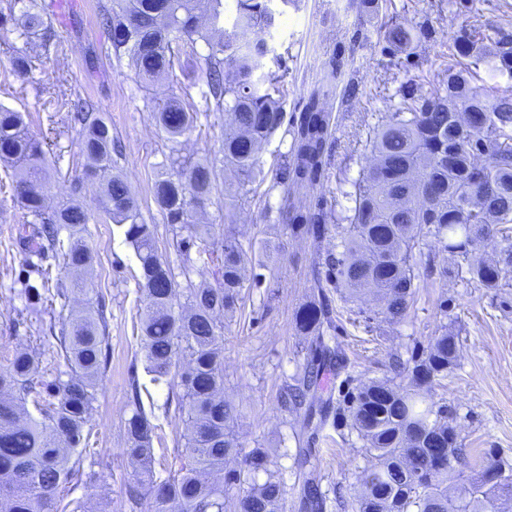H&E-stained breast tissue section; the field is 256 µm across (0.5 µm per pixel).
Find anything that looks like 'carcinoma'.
Here are the masks:
<instances>
[{"label": "carcinoma", "instance_id": "1", "mask_svg": "<svg viewBox=\"0 0 512 512\" xmlns=\"http://www.w3.org/2000/svg\"><path fill=\"white\" fill-rule=\"evenodd\" d=\"M271 0H234L226 23L224 0H104L98 17L108 34V55L128 60L137 75L153 82L172 73L184 55L194 57L206 78L205 111L224 115V141L212 160L180 155V138L195 128L196 113L183 95L172 94L155 113L157 126L171 143L158 163L153 199L169 224L189 239L171 245L185 258L179 270L162 259L157 231L146 224L139 203L113 159L112 126L93 116L95 105L80 96L62 103L70 128L81 137V151L93 162L85 179L97 184L107 220L124 228L141 269L138 287L146 301L140 349L150 382L175 392L165 414L185 425L176 439L168 477L158 481L154 464L160 440L140 402L124 423V454L134 467L136 486L146 491L150 512H287L288 489L271 469L273 451L253 448L241 454L230 429L241 412L224 395V322L243 312L242 290L253 246L224 234L210 245L212 224L199 222L198 199H210L220 172L239 180V191L224 204V221L249 202L251 185L269 183L265 196L279 191V218L291 235L320 244L328 225L342 228L336 248L327 252L331 285L347 291L346 300L365 295L377 314L401 323L418 301L428 279L467 273L482 287L502 288L512 279V96L487 104L489 90L476 84L474 68L512 77V30L477 18L474 0H448V12L464 16L448 54L446 89L424 90L411 79L396 91L397 100L378 113L367 136L370 158L350 189L340 187L352 206L308 208L295 191L325 178L326 144L334 126L328 102L342 60L331 58L323 81L314 88L285 134L289 149L271 174L260 162L263 146L282 127L284 112L278 77L266 71L271 48L261 37L275 14ZM0 30L39 49L13 60L15 73L28 76L35 61L58 53L60 42L42 0H0ZM428 31L393 22L384 33L385 51L405 52ZM483 116L472 130L466 112ZM0 161L15 168L11 189L33 217L32 233L20 243L32 256L61 254L78 272L92 266L85 243L89 223L83 206L70 201L57 207L43 188L46 152L23 113L0 105ZM67 230V239L60 237ZM199 241L198 257H188L190 240ZM494 239L491 259L476 257L482 243ZM453 258L452 267L434 265V246ZM214 269L216 283L197 288L196 263ZM295 329L314 350L331 353L326 333L334 329L324 304L322 283L296 312ZM104 310L92 303L71 312L49 355L56 379L35 377V358L16 352L0 370V508L3 512H84L83 503L65 501L73 487L92 479L83 469L78 446L93 410L94 385L108 347ZM459 340L442 325L426 351L407 362L392 355L390 376L356 388L347 402L346 426L363 441L364 466L358 490L340 501L353 512H502L512 502V463L497 456L483 459L482 475L450 491L461 473L448 457L462 460L455 428L431 399L432 387L448 377L459 357ZM326 365H304L293 382L284 383V406L304 411L302 426L315 415L324 425L332 408L325 396ZM39 405L41 419L28 404ZM235 486L242 492L231 495ZM324 493L310 469L303 473L299 508L322 512Z\"/></svg>", "mask_w": 512, "mask_h": 512}]
</instances>
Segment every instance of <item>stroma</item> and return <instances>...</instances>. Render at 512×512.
Masks as SVG:
<instances>
[{
    "label": "stroma",
    "mask_w": 512,
    "mask_h": 512,
    "mask_svg": "<svg viewBox=\"0 0 512 512\" xmlns=\"http://www.w3.org/2000/svg\"><path fill=\"white\" fill-rule=\"evenodd\" d=\"M97 2L83 0L72 11L66 0H45L64 53L45 59L34 81L12 73L5 46L13 37L0 32V104L29 113L32 133L46 137L48 200L75 198L83 204L89 215L85 239L94 256L84 293L72 288V279L55 253L31 262L19 243L26 217L12 198V171L0 163V368L7 367L17 350L39 356L53 345L36 310L52 308L61 323L68 319L72 305L88 298L100 301L108 324L109 356L95 388L84 467L105 470L107 481L79 485L69 496L88 507L111 502L112 512H148V499H141L134 509L126 502L132 470L122 448L124 421L133 408L130 382L139 379L141 400L147 407L163 404L169 390L150 384L144 370L138 345L144 302L135 252L122 228L106 221L95 185L76 187L86 160L78 134L68 130L66 115L57 104L81 93L93 101L97 117L111 124L112 136L122 149L118 164L146 223L156 225L158 240L165 243L172 233L153 201L152 185L168 142L156 124L153 107L184 86L190 87L192 96H199L204 78L184 59L175 65L169 80L149 85L130 66H116L102 54L89 58V49H99L107 41L98 24ZM271 6L275 24L264 38L278 57L285 115L302 110L331 57L350 62L338 75L330 99L335 128L327 143L328 177L322 185L301 191L303 203L313 207L337 196L338 178H357L360 160L368 154V131L401 83L424 72L432 87H440L441 78L433 68L441 64L462 19L449 14L448 0H374L367 12L359 11L353 0H290L286 5L271 0ZM392 20L428 22L432 35L410 55L388 56L382 51L383 34ZM223 139L222 115L202 114L195 129L182 137L181 153L201 158L217 152ZM260 212L258 204L244 206L233 224H225L220 191L204 207L205 217L215 226V241L232 232L274 247L266 266L254 267L245 284L242 314L224 325V386L242 410L235 431L243 448L284 449L277 466L291 484L295 481L293 455L300 443L291 428L293 415L281 404L280 386L311 353L295 334L294 317L312 291L314 274L325 272L327 252L291 236L286 223L263 220ZM46 279L69 285V303L48 291L42 292L40 300H27L24 286H38ZM327 294L336 313L335 341L345 354L344 362L326 375L332 395L347 392L350 382L383 378L390 355L410 359L412 353L426 348L438 326H448L460 340L458 364L435 386L433 399L446 409L467 454L492 448L512 460V285L493 295L458 278L431 279L409 317L395 325L367 318L335 289ZM442 295L448 299L444 314L437 306ZM312 446L311 463L326 494L323 512H343L334 491L354 483L365 463L363 443L348 429L328 423Z\"/></svg>",
    "instance_id": "stroma-1"
}]
</instances>
